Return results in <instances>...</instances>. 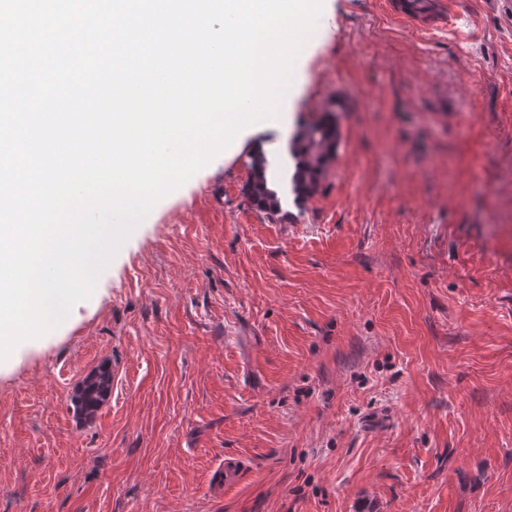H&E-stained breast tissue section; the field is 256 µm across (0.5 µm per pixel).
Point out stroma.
<instances>
[{
    "instance_id": "1",
    "label": "stroma",
    "mask_w": 512,
    "mask_h": 512,
    "mask_svg": "<svg viewBox=\"0 0 512 512\" xmlns=\"http://www.w3.org/2000/svg\"><path fill=\"white\" fill-rule=\"evenodd\" d=\"M453 2L432 28L325 0L287 127L162 198L0 364V512H512V0ZM327 109L319 191L268 219L253 146ZM112 392V368L102 364L85 376L71 397L73 412L92 418Z\"/></svg>"
}]
</instances>
